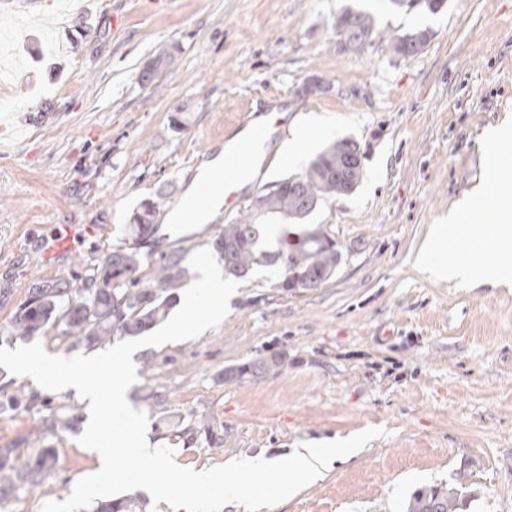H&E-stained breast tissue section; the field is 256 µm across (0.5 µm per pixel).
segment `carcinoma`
Instances as JSON below:
<instances>
[{
    "label": "carcinoma",
    "mask_w": 512,
    "mask_h": 512,
    "mask_svg": "<svg viewBox=\"0 0 512 512\" xmlns=\"http://www.w3.org/2000/svg\"><path fill=\"white\" fill-rule=\"evenodd\" d=\"M336 34L353 37L357 50L373 44V17L354 9L342 12L335 23ZM428 31L394 34L388 38L390 51L400 57L422 52ZM173 53L160 52L150 67L140 74L142 83L152 84L159 71L171 64ZM360 144L343 138L318 153L298 174L272 183L250 200L245 211L231 224L217 232L211 246L224 264V276L243 278L260 265L278 266L283 270L279 287L322 285L336 273L342 252L324 229H308L299 243L286 249L269 250L257 219L266 216L305 221L314 212L313 204L327 197L345 195L356 189L362 165L349 163L350 156L360 153ZM161 199H148L133 211L132 233L128 243L108 252L101 264L90 269L81 284L60 281L48 288H35L30 298L17 310L9 333L15 339L36 336L50 328L89 346L108 343L114 336H139L164 321L177 302L175 290L184 277L183 257L172 250L154 261L153 276L144 281L137 276L144 260L151 258L155 239V221ZM288 366V357L274 352L249 362L224 369L226 383L264 379ZM179 434L193 443L204 437L207 447H224L220 428L206 418H190L179 424ZM12 448H0V494L7 489L41 486L51 469L54 450L42 448L36 457L18 468L11 462ZM465 501L462 485L423 487L416 490L406 505V512H460ZM135 503L127 498L97 503L94 512H133Z\"/></svg>",
    "instance_id": "cac0c4a2"
}]
</instances>
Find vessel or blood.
I'll list each match as a JSON object with an SVG mask.
<instances>
[{
  "label": "vessel or blood",
  "instance_id": "vessel-or-blood-1",
  "mask_svg": "<svg viewBox=\"0 0 512 512\" xmlns=\"http://www.w3.org/2000/svg\"><path fill=\"white\" fill-rule=\"evenodd\" d=\"M287 130L288 118L280 112L267 115L266 124L257 128L251 140L240 143L226 155L221 171L203 178L190 206L177 216L179 222H194L210 214H229L241 204L240 186L251 179L258 162L261 143L267 138L269 129ZM95 226L83 224L77 227L66 226L64 232L47 238L43 242V259L53 264L55 259L72 247L76 233L94 234Z\"/></svg>",
  "mask_w": 512,
  "mask_h": 512
}]
</instances>
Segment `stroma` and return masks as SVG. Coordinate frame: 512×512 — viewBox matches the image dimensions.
Here are the masks:
<instances>
[{
	"label": "stroma",
	"instance_id": "1",
	"mask_svg": "<svg viewBox=\"0 0 512 512\" xmlns=\"http://www.w3.org/2000/svg\"><path fill=\"white\" fill-rule=\"evenodd\" d=\"M353 8L378 32L340 52L335 22ZM122 24H113V16ZM425 30L424 50L390 53L391 34ZM175 60L151 86L140 71L165 49ZM0 337L32 289L79 283L127 234L132 211L162 198L181 208L224 144L270 110L290 116L242 190L302 173L343 137L364 151L363 177L310 218L343 253L317 288H280L279 267L240 279L220 326L144 347L128 391L146 437L186 468L285 458L301 444L369 426L386 437L333 465L267 512H404L412 493L463 479L462 512H512V288L427 279L414 257L429 225L487 182L482 139L512 123V0H447L438 12L391 0H0ZM310 79L323 89L303 94ZM94 224L64 261L45 265L44 238ZM218 227L170 224L162 250L191 257ZM273 351L281 373L238 383L224 368ZM0 448L20 460L28 436L56 451L49 478L0 496V512H42L95 473L78 431L47 429L50 411L85 415L73 390L49 391L0 367ZM179 413L224 430V446L184 443Z\"/></svg>",
	"mask_w": 512,
	"mask_h": 512
}]
</instances>
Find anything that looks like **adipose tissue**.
<instances>
[{"instance_id": "1", "label": "adipose tissue", "mask_w": 512, "mask_h": 512, "mask_svg": "<svg viewBox=\"0 0 512 512\" xmlns=\"http://www.w3.org/2000/svg\"><path fill=\"white\" fill-rule=\"evenodd\" d=\"M508 143H512V128L505 126L491 130L485 141V157L488 174L500 186L499 193L495 195L496 204L500 210L509 214L508 219L499 221L497 224L499 231L497 242L502 248L512 249V174L501 170L496 157L497 149ZM472 208V202H464L459 213L449 214L447 223L430 227L416 257V266L429 279L437 282H454L466 286H478L484 283L497 286L512 284V266L508 264H496L493 272L488 274L469 260L449 263L432 260V252L445 241L456 237L463 215L471 212Z\"/></svg>"}]
</instances>
